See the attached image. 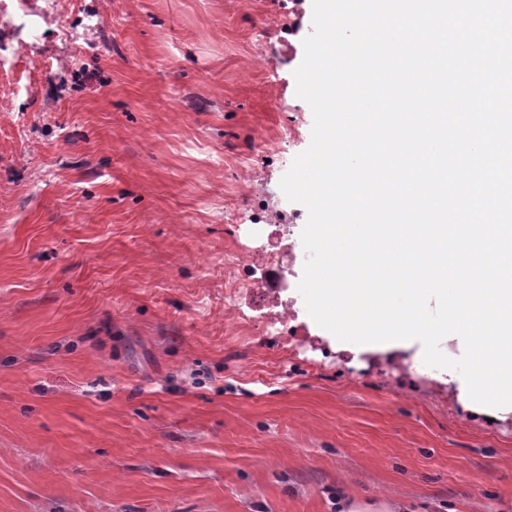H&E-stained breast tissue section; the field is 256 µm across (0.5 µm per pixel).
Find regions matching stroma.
Returning a JSON list of instances; mask_svg holds the SVG:
<instances>
[{
    "mask_svg": "<svg viewBox=\"0 0 512 512\" xmlns=\"http://www.w3.org/2000/svg\"><path fill=\"white\" fill-rule=\"evenodd\" d=\"M311 31L312 0H0V512H512V413L419 341L224 305L311 141Z\"/></svg>",
    "mask_w": 512,
    "mask_h": 512,
    "instance_id": "obj_1",
    "label": "stroma"
}]
</instances>
